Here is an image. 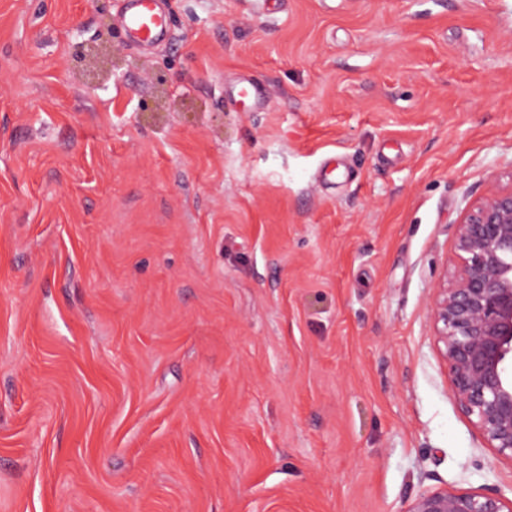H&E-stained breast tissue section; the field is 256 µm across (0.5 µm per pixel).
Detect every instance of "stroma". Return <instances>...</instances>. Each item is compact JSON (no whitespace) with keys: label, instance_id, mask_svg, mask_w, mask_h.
Returning <instances> with one entry per match:
<instances>
[{"label":"stroma","instance_id":"1","mask_svg":"<svg viewBox=\"0 0 512 512\" xmlns=\"http://www.w3.org/2000/svg\"><path fill=\"white\" fill-rule=\"evenodd\" d=\"M166 7L0 0V512L511 494L429 303L512 178V0ZM161 0H125L122 15L128 36L137 44L153 45L167 36V22Z\"/></svg>","mask_w":512,"mask_h":512}]
</instances>
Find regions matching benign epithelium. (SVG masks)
I'll return each instance as SVG.
<instances>
[{"label":"benign epithelium","instance_id":"benign-epithelium-1","mask_svg":"<svg viewBox=\"0 0 512 512\" xmlns=\"http://www.w3.org/2000/svg\"><path fill=\"white\" fill-rule=\"evenodd\" d=\"M461 260L430 303L434 336L459 408L496 453L512 460V182L494 181L456 227ZM405 512H512L497 489L425 490Z\"/></svg>","mask_w":512,"mask_h":512}]
</instances>
